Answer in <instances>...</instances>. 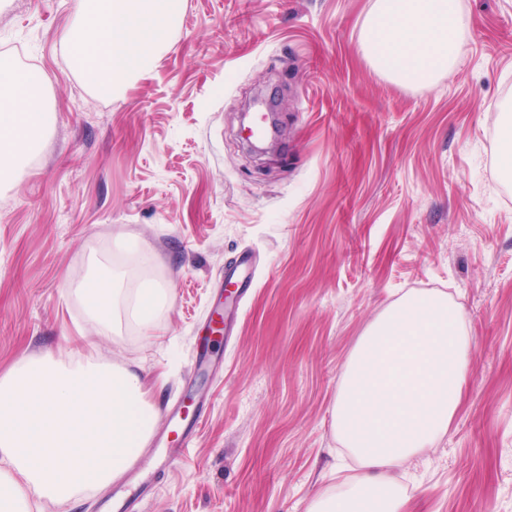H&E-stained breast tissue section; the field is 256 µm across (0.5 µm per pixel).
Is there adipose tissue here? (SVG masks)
Returning a JSON list of instances; mask_svg holds the SVG:
<instances>
[{
  "label": "adipose tissue",
  "instance_id": "1",
  "mask_svg": "<svg viewBox=\"0 0 512 512\" xmlns=\"http://www.w3.org/2000/svg\"><path fill=\"white\" fill-rule=\"evenodd\" d=\"M180 0H79L66 34L87 84L114 94L144 72L176 22ZM469 25L459 0H373L360 46L371 69L402 84L433 85L456 62ZM42 77L0 58V179L15 173L45 123ZM123 270L88 279L80 297L91 322L156 326L170 289ZM472 338L440 294L392 303L352 351L332 428L358 463L308 512H402L392 466L435 445L460 404ZM143 376L92 356L64 364L46 355L0 375V512H31L33 498L64 502L110 483L150 440Z\"/></svg>",
  "mask_w": 512,
  "mask_h": 512
}]
</instances>
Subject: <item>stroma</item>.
Masks as SVG:
<instances>
[{"instance_id":"obj_1","label":"stroma","mask_w":512,"mask_h":512,"mask_svg":"<svg viewBox=\"0 0 512 512\" xmlns=\"http://www.w3.org/2000/svg\"><path fill=\"white\" fill-rule=\"evenodd\" d=\"M372 0H182L152 66L109 97L63 45L75 0H0V55L44 77L49 122L0 182V374L93 353L143 373L161 413L193 343L249 257L202 383L205 422L157 474L143 512H307L355 461L332 430L348 358L408 293L446 295L473 338L460 407L434 446L393 466L408 512H512V0H461L449 73L402 86L360 47ZM278 98L283 148L240 132ZM170 288L164 335L90 323L76 290L131 267Z\"/></svg>"}]
</instances>
